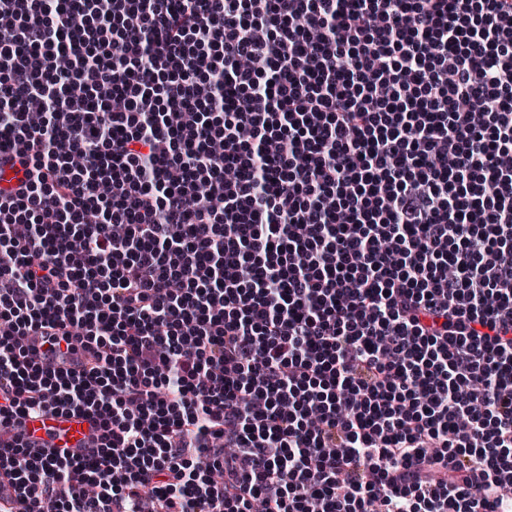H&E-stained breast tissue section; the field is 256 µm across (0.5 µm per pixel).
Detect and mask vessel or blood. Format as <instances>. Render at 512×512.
<instances>
[{
	"label": "vessel or blood",
	"mask_w": 512,
	"mask_h": 512,
	"mask_svg": "<svg viewBox=\"0 0 512 512\" xmlns=\"http://www.w3.org/2000/svg\"><path fill=\"white\" fill-rule=\"evenodd\" d=\"M102 432L93 419L61 411L26 416L18 427L0 428V447L18 446L49 456L61 451L91 453Z\"/></svg>",
	"instance_id": "1"
}]
</instances>
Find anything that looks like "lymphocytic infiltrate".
<instances>
[{
  "label": "lymphocytic infiltrate",
  "instance_id": "obj_1",
  "mask_svg": "<svg viewBox=\"0 0 512 512\" xmlns=\"http://www.w3.org/2000/svg\"><path fill=\"white\" fill-rule=\"evenodd\" d=\"M6 163L0 512H512V0H0ZM102 431L93 419L61 411L27 415L13 430L0 428V447L18 446L49 456L63 450L90 454L101 445Z\"/></svg>",
  "mask_w": 512,
  "mask_h": 512
}]
</instances>
